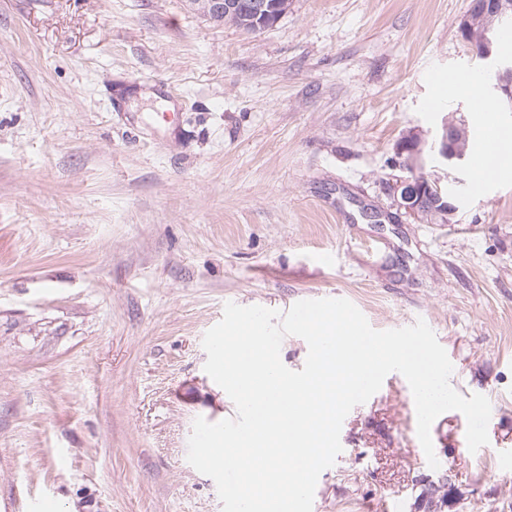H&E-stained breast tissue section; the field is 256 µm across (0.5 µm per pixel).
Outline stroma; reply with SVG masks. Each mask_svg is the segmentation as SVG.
<instances>
[{"instance_id":"35a3bbf8","label":"stroma","mask_w":512,"mask_h":512,"mask_svg":"<svg viewBox=\"0 0 512 512\" xmlns=\"http://www.w3.org/2000/svg\"><path fill=\"white\" fill-rule=\"evenodd\" d=\"M471 0H291L271 28L187 0H0V512H222L187 460L234 411L205 372L226 303L351 301L424 320L452 387L491 402L415 457L390 380L343 421L313 512H512V171L466 179L452 223L397 213L396 146L473 125Z\"/></svg>"}]
</instances>
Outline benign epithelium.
Masks as SVG:
<instances>
[{
  "label": "benign epithelium",
  "mask_w": 512,
  "mask_h": 512,
  "mask_svg": "<svg viewBox=\"0 0 512 512\" xmlns=\"http://www.w3.org/2000/svg\"><path fill=\"white\" fill-rule=\"evenodd\" d=\"M249 9L266 25L276 24L282 17L277 3L252 0ZM512 23V0H471L470 9L459 27L461 39L473 45L477 57L485 63L491 75L490 93L504 96L512 103V59L499 53L497 30ZM467 138L465 126L448 118L432 139L426 140L412 131L397 145L398 155L409 175L391 184L396 209L408 216L420 218L429 213L452 223L457 204L442 194L440 182L430 178L425 169L434 163L438 167L458 169L465 161L461 142Z\"/></svg>",
  "instance_id": "1"
}]
</instances>
